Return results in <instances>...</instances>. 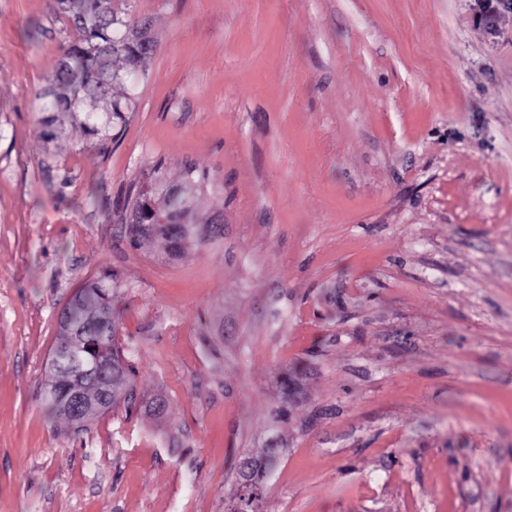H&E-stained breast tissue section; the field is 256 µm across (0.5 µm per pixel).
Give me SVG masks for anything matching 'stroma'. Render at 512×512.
Masks as SVG:
<instances>
[{
    "label": "stroma",
    "mask_w": 512,
    "mask_h": 512,
    "mask_svg": "<svg viewBox=\"0 0 512 512\" xmlns=\"http://www.w3.org/2000/svg\"><path fill=\"white\" fill-rule=\"evenodd\" d=\"M469 4L131 0L100 150L37 122L74 31L0 0V512H224L273 439L263 512H512V21ZM158 163L223 217L178 260L121 209ZM103 272L136 398L78 431L45 374Z\"/></svg>",
    "instance_id": "obj_1"
}]
</instances>
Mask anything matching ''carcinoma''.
I'll list each match as a JSON object with an SVG mask.
<instances>
[{
	"instance_id": "carcinoma-1",
	"label": "carcinoma",
	"mask_w": 512,
	"mask_h": 512,
	"mask_svg": "<svg viewBox=\"0 0 512 512\" xmlns=\"http://www.w3.org/2000/svg\"><path fill=\"white\" fill-rule=\"evenodd\" d=\"M127 6L128 0H53L54 12L68 21L78 38L66 47L47 87L36 94L41 114L39 124L47 141L59 139L68 126L80 127L86 134L96 137L95 145L101 149L112 141V120L124 119L122 108L132 106L130 94L116 95L114 88L125 87L145 75L142 64L153 55L156 47L149 21L132 26L125 20ZM199 181L196 166L186 165L181 179L176 181L182 188L181 223L171 231L162 227L150 231L132 224V238L160 241L168 257H183L197 230L191 187ZM127 205L141 221L159 223V215L150 208L142 192L134 197L127 196ZM114 288L116 282L110 274L90 278L80 287L79 295L66 305L72 323L81 328V336H66L63 343L78 349L85 361L91 363L96 358L95 352L87 348L89 337H111L107 341V353L112 359V368L98 373L95 384L87 388L89 399L109 398L111 404L91 408L85 417L87 424L123 401L132 402L135 395L132 366L124 361L114 335L116 321L108 319L112 314ZM63 385V374L50 373L45 402L54 415L74 426L73 417L59 405ZM281 453L279 443L270 441L261 452L252 454L263 461V465L250 470L247 482H237L231 499L235 512H262L261 490Z\"/></svg>"
}]
</instances>
